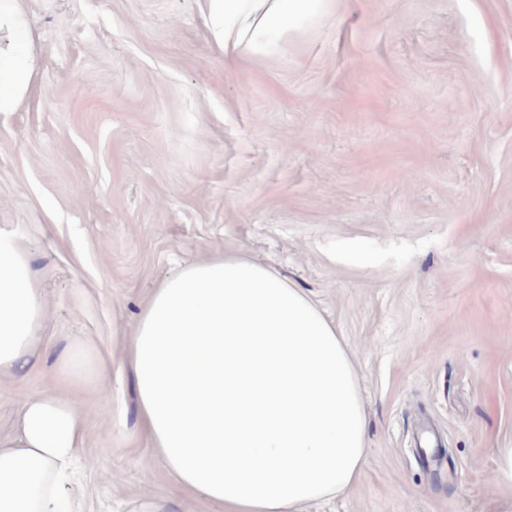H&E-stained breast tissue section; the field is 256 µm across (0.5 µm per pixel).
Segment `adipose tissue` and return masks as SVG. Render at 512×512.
<instances>
[{
	"instance_id": "obj_1",
	"label": "adipose tissue",
	"mask_w": 512,
	"mask_h": 512,
	"mask_svg": "<svg viewBox=\"0 0 512 512\" xmlns=\"http://www.w3.org/2000/svg\"><path fill=\"white\" fill-rule=\"evenodd\" d=\"M323 0H202L224 52L312 20ZM37 45L27 0H0V113L29 98ZM45 317L28 253L0 229V375L24 380ZM138 420L176 482L224 512H304L366 463L367 416L335 324L278 273L218 253L153 291L128 342ZM82 346L58 357L55 392L26 395L0 439V512H80L68 487L87 433L64 389L96 387Z\"/></svg>"
}]
</instances>
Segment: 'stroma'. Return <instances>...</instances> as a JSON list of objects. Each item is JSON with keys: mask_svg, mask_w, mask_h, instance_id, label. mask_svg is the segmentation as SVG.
I'll list each match as a JSON object with an SVG mask.
<instances>
[{"mask_svg": "<svg viewBox=\"0 0 512 512\" xmlns=\"http://www.w3.org/2000/svg\"><path fill=\"white\" fill-rule=\"evenodd\" d=\"M37 87L0 114V228L42 291L41 353L0 376V437L57 351L108 361L75 393L83 512H216L158 461L123 366L182 260L241 252L344 337L362 474L307 512H497L512 447V0H327L274 51L224 57L199 0H29Z\"/></svg>", "mask_w": 512, "mask_h": 512, "instance_id": "35a3bbf8", "label": "stroma"}]
</instances>
